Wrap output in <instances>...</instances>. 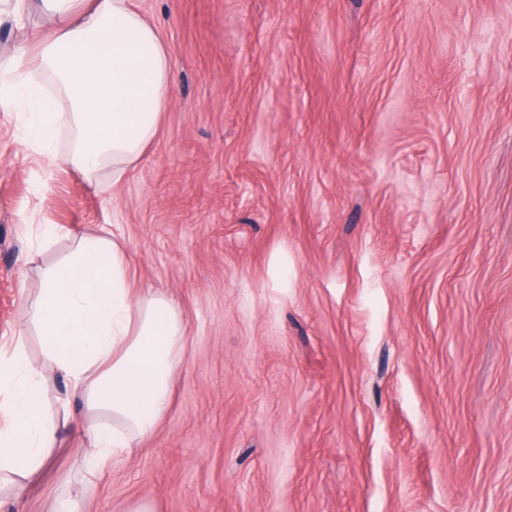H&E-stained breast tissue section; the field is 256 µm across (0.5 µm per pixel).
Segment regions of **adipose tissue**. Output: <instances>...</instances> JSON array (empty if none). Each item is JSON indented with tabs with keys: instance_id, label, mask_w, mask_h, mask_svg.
Segmentation results:
<instances>
[{
	"instance_id": "adipose-tissue-1",
	"label": "adipose tissue",
	"mask_w": 512,
	"mask_h": 512,
	"mask_svg": "<svg viewBox=\"0 0 512 512\" xmlns=\"http://www.w3.org/2000/svg\"><path fill=\"white\" fill-rule=\"evenodd\" d=\"M51 23L32 37L31 57L47 75L16 74L35 111L36 138L50 147L60 116L75 130L60 161L120 180L155 137L171 68L158 28L134 0H41ZM122 243L78 238L72 252L42 273L30 320L42 338L44 367L20 346L0 348V487L23 491L51 460L61 430L77 425L92 452L88 474L135 447L165 416L182 363L185 331L174 299L133 296ZM65 384L48 414L45 373ZM86 414L74 422L71 405Z\"/></svg>"
}]
</instances>
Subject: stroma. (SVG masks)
I'll use <instances>...</instances> for the list:
<instances>
[{"label": "stroma", "instance_id": "35a3bbf8", "mask_svg": "<svg viewBox=\"0 0 512 512\" xmlns=\"http://www.w3.org/2000/svg\"><path fill=\"white\" fill-rule=\"evenodd\" d=\"M172 67L113 181L0 107V342L111 227L176 301L167 414L87 477L64 435L0 512H512V0H137ZM47 18L0 0V70Z\"/></svg>", "mask_w": 512, "mask_h": 512}]
</instances>
